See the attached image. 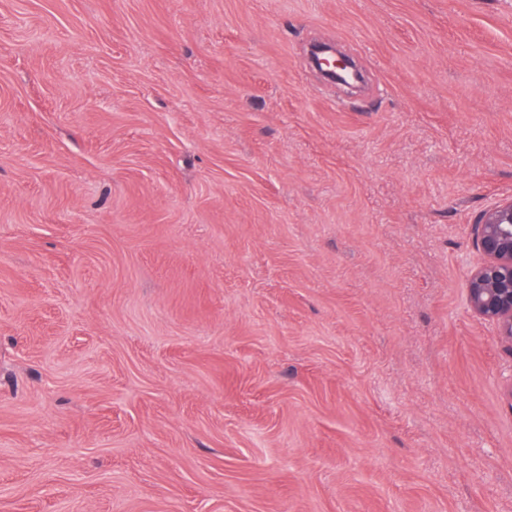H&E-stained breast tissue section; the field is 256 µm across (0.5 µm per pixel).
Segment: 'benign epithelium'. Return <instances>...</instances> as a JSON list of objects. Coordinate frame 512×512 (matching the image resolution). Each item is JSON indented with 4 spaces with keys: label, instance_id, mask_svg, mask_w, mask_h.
Here are the masks:
<instances>
[{
    "label": "benign epithelium",
    "instance_id": "benign-epithelium-1",
    "mask_svg": "<svg viewBox=\"0 0 512 512\" xmlns=\"http://www.w3.org/2000/svg\"><path fill=\"white\" fill-rule=\"evenodd\" d=\"M327 73L346 79V88L354 89L357 77L350 57L330 52L317 58ZM473 242L483 261L467 280L466 304L475 315L494 322L500 336L512 351V197L484 209L472 225Z\"/></svg>",
    "mask_w": 512,
    "mask_h": 512
}]
</instances>
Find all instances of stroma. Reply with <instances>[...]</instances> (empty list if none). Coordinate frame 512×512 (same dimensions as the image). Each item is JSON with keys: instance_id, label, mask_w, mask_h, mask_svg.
Here are the masks:
<instances>
[{"instance_id": "35a3bbf8", "label": "stroma", "mask_w": 512, "mask_h": 512, "mask_svg": "<svg viewBox=\"0 0 512 512\" xmlns=\"http://www.w3.org/2000/svg\"><path fill=\"white\" fill-rule=\"evenodd\" d=\"M509 196L512 0H0V512H512ZM327 52V51H326ZM328 55L325 57H317V64L328 74L332 72H336L345 78V82H340L341 84L346 85V88L354 91V83L351 80L357 77V73H355V65L350 59V57L341 52H327ZM473 242L483 261L467 280L466 304L494 322L512 351V197L484 209L472 224Z\"/></svg>"}]
</instances>
